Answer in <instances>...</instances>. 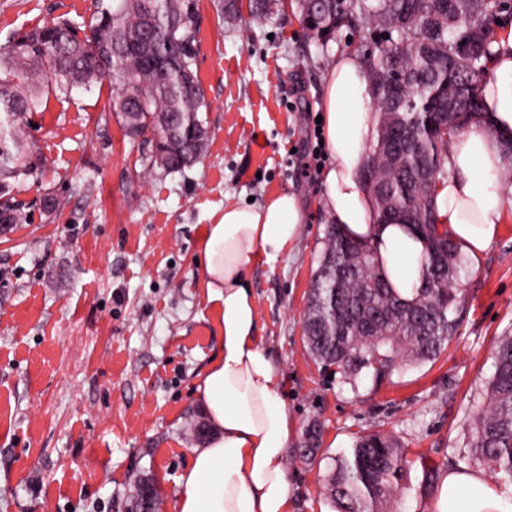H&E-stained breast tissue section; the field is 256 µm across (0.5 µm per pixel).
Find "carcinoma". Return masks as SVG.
<instances>
[{"mask_svg": "<svg viewBox=\"0 0 512 512\" xmlns=\"http://www.w3.org/2000/svg\"><path fill=\"white\" fill-rule=\"evenodd\" d=\"M307 37L328 43L342 29L376 40L365 61L377 112V139L361 180L378 220L396 216L426 241L425 286L413 301L402 298L379 272L362 242L326 225L319 268L308 294L303 334L309 356L334 366L352 382L379 378L403 362L437 359L457 329L456 288L463 259L441 231L432 201L445 179L454 139L483 114V80L497 21L512 12L502 0H294ZM217 17L233 24L242 0H217ZM253 18L288 10V0H248ZM199 0H97L92 23L79 30L59 21L17 34L0 64V224H20L12 181L33 167L20 135L23 119L40 111L50 93L68 97L112 82L108 109L125 134L143 138L149 169L182 171L202 156L207 108L196 55ZM469 42L474 56L454 52ZM407 80L390 86L385 73ZM506 165L497 181L512 189V138L503 141ZM315 425L299 448L314 462L322 428ZM470 461L493 478L512 479V336L497 346L494 373L469 425ZM414 461L400 441L364 434L335 459L324 491L336 512H382L395 490L410 486ZM128 512H159L153 478L135 474Z\"/></svg>", "mask_w": 512, "mask_h": 512, "instance_id": "1", "label": "carcinoma"}]
</instances>
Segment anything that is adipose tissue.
Listing matches in <instances>:
<instances>
[{"label":"adipose tissue","mask_w":512,"mask_h":512,"mask_svg":"<svg viewBox=\"0 0 512 512\" xmlns=\"http://www.w3.org/2000/svg\"><path fill=\"white\" fill-rule=\"evenodd\" d=\"M485 118L455 138L434 207L460 254L480 261L512 214L495 185L505 164L499 135L512 134V21L496 30L483 83ZM370 73L354 54L332 64L323 89L322 133L329 164L323 205L333 224L366 243L390 286L411 300L424 273L425 244L411 226L379 223L360 172L376 135ZM294 195L258 207L228 204L209 215L198 246L207 300L220 330L218 351L194 390L210 432L177 478L173 512H290L288 446L293 425L281 374L257 339L249 271L277 258L301 232ZM425 512H512V482L495 484L463 465L443 469Z\"/></svg>","instance_id":"ef3b65f1"}]
</instances>
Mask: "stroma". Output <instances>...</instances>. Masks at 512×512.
<instances>
[{
  "label": "stroma",
  "mask_w": 512,
  "mask_h": 512,
  "mask_svg": "<svg viewBox=\"0 0 512 512\" xmlns=\"http://www.w3.org/2000/svg\"><path fill=\"white\" fill-rule=\"evenodd\" d=\"M198 76L209 141L182 172L149 171L146 147L108 110L109 81L45 97L25 134L41 165L15 185L26 218L0 236V512H127L133 475L163 503L194 440L193 392L215 357L198 242L210 211L288 192L306 218L297 242L250 273L257 336L278 366L297 431L288 455L291 512H334L322 490L332 458L372 432L409 457L469 465L467 424L512 332V216L479 265L460 272L458 327L434 361L351 385L307 354L302 322L329 217L313 167L314 117L330 65L362 54L344 30L327 45L298 17L222 25L200 0ZM94 0H0V48L61 19L82 28ZM58 203L45 215L40 202ZM323 427L314 464L296 453L309 420Z\"/></svg>",
  "instance_id": "35a3bbf8"
}]
</instances>
